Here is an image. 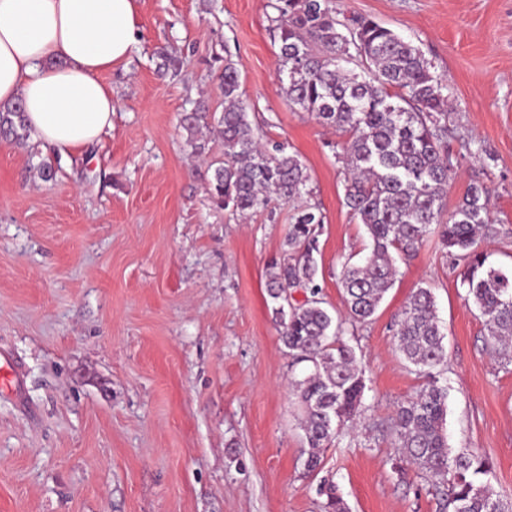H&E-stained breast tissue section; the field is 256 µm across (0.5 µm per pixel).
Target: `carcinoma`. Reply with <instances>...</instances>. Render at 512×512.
<instances>
[{
	"instance_id": "carcinoma-1",
	"label": "carcinoma",
	"mask_w": 512,
	"mask_h": 512,
	"mask_svg": "<svg viewBox=\"0 0 512 512\" xmlns=\"http://www.w3.org/2000/svg\"><path fill=\"white\" fill-rule=\"evenodd\" d=\"M271 30L279 42L278 74L288 103L348 135L338 161L344 170L345 205L365 228L368 244L342 264L339 283L347 314L326 307L318 280L319 236L325 215L310 201L311 176L299 155L261 144L241 98L236 64L224 59L218 74L224 109L201 101L182 118L194 154L206 150L202 130L217 133L224 158L210 164L209 194L217 207L246 216L272 201L292 205L280 256L269 264L272 314L292 365L306 364L292 381L303 409L308 471L321 468V449L354 426L364 407L365 371L349 340L371 318L394 284L397 263L413 257L435 235L449 256L464 263L461 285L480 312L494 350L512 347V270L488 261L481 244L499 233L491 218V193L468 185L450 210L446 197L453 171L448 145L446 85L411 41L367 16L340 20L332 0H273ZM0 135L30 136L22 104H0ZM304 291L294 303L289 292ZM399 349L415 371L429 378L399 404L390 423L398 457L393 470L414 466L447 487L450 512H512L486 477L489 459L448 448L444 424L448 388L434 370L445 362L443 333L430 288H419L397 320Z\"/></svg>"
}]
</instances>
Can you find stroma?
<instances>
[{
    "mask_svg": "<svg viewBox=\"0 0 512 512\" xmlns=\"http://www.w3.org/2000/svg\"><path fill=\"white\" fill-rule=\"evenodd\" d=\"M413 42L446 86L456 156L449 203L471 182L491 191L499 229L483 248L512 267V0H333ZM270 0H137L142 43L103 74L112 130L62 156L35 138L0 137V353L22 393L0 391V512H325L323 483L348 512H440L416 468L392 469L378 432L424 380L407 367L395 322L432 289L444 332L446 433L452 450L487 456L494 492L512 500V361L487 329L435 238L399 273L357 338L363 427L306 467L292 366L273 320L266 268L291 205L241 220L213 204L210 158L194 157L180 118L194 102L223 109L217 58H231L263 143L287 145L326 216L323 298L345 308L338 272L367 236L344 201L333 143L345 135L292 110L278 80ZM180 61L159 77L156 55ZM48 164L56 176L39 179Z\"/></svg>",
    "mask_w": 512,
    "mask_h": 512,
    "instance_id": "1",
    "label": "stroma"
}]
</instances>
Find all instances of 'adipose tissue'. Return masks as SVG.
<instances>
[{
    "label": "adipose tissue",
    "mask_w": 512,
    "mask_h": 512,
    "mask_svg": "<svg viewBox=\"0 0 512 512\" xmlns=\"http://www.w3.org/2000/svg\"><path fill=\"white\" fill-rule=\"evenodd\" d=\"M136 0H0V103L21 102L42 149L77 150L112 129L104 73L137 44Z\"/></svg>",
    "instance_id": "obj_1"
}]
</instances>
